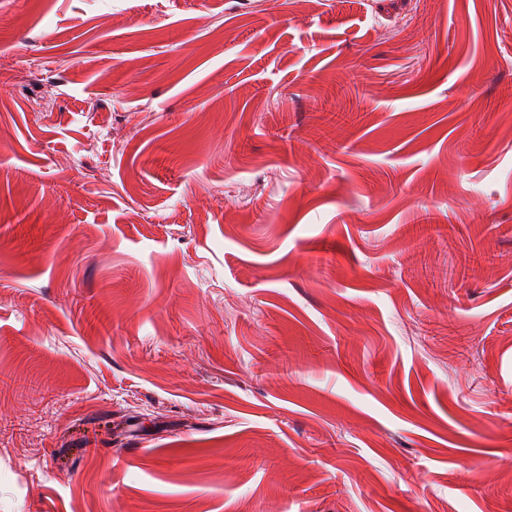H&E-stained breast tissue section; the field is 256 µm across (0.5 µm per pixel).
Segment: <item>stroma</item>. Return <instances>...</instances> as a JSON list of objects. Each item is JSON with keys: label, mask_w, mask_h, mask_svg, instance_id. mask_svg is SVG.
Instances as JSON below:
<instances>
[{"label": "stroma", "mask_w": 512, "mask_h": 512, "mask_svg": "<svg viewBox=\"0 0 512 512\" xmlns=\"http://www.w3.org/2000/svg\"><path fill=\"white\" fill-rule=\"evenodd\" d=\"M0 85V512H512V0H0Z\"/></svg>", "instance_id": "35a3bbf8"}]
</instances>
